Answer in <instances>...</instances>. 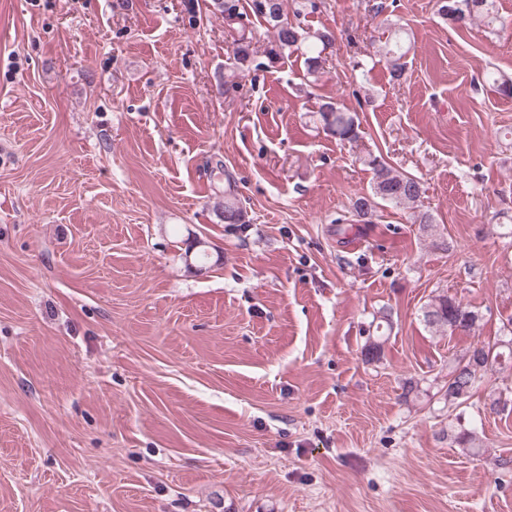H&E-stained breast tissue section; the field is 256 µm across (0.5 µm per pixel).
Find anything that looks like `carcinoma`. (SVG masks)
Segmentation results:
<instances>
[{"instance_id":"carcinoma-1","label":"carcinoma","mask_w":512,"mask_h":512,"mask_svg":"<svg viewBox=\"0 0 512 512\" xmlns=\"http://www.w3.org/2000/svg\"><path fill=\"white\" fill-rule=\"evenodd\" d=\"M212 13L224 17V24L238 34L234 40V66L243 71L248 67L253 54L252 38L246 34L244 19L254 15L263 20L272 32L268 54L273 57L284 55L289 50L306 48V65L308 74L320 73L327 57L323 53L334 47L336 35L330 30L307 31L300 25L288 21L284 15L283 0H212ZM438 12L444 19L455 23L467 24L480 20L488 26L500 22L495 11L494 0H439ZM407 33L401 27L390 31L384 43V57L391 78H402L408 52L406 48ZM323 130L340 141L358 143L362 139L361 124L356 115L328 101L319 111ZM360 161L372 172L371 193L358 197L352 204L354 216L363 224L373 223L380 203L394 207L414 206L424 194L421 183L413 176L401 173L388 165L384 158L367 151ZM224 223H246L243 209L236 203V198L224 199ZM421 236L431 245L443 250L448 249V242L438 232L437 224L427 212L416 216ZM424 325L437 332H454L471 330L480 320L478 312L469 309L455 298L446 294L434 296L422 309ZM503 336L488 342L476 344L465 355L455 358L448 364V400H467L471 391L481 382L482 375L476 371H486L500 360H512V318L503 326ZM386 338L370 336L367 338L363 354L366 361H377L383 353Z\"/></svg>"}]
</instances>
